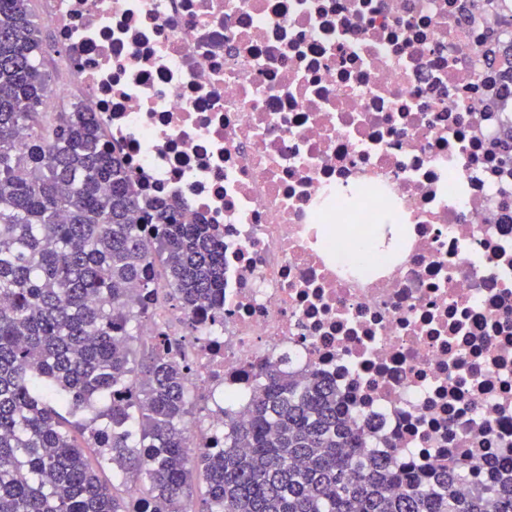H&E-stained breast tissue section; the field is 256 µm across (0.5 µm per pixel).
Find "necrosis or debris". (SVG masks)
Listing matches in <instances>:
<instances>
[{"label":"necrosis or debris","mask_w":512,"mask_h":512,"mask_svg":"<svg viewBox=\"0 0 512 512\" xmlns=\"http://www.w3.org/2000/svg\"><path fill=\"white\" fill-rule=\"evenodd\" d=\"M51 107L95 112L142 195L212 225L224 318L140 340L190 371L194 447L275 366L331 383L368 453L512 483V0H36ZM400 234L361 262L358 237Z\"/></svg>","instance_id":"obj_1"}]
</instances>
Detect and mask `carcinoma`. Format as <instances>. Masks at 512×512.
<instances>
[{
	"label": "carcinoma",
	"instance_id": "cac0c4a2",
	"mask_svg": "<svg viewBox=\"0 0 512 512\" xmlns=\"http://www.w3.org/2000/svg\"><path fill=\"white\" fill-rule=\"evenodd\" d=\"M29 2L0 0V512H186L194 473L198 512H512V486L460 497L459 465L432 484L361 451L333 386L272 368L247 419L224 411V446H191L187 368L165 334L137 339L145 266L157 260L182 314L222 310L224 246L132 190L94 113L75 106L52 140L38 134L48 85Z\"/></svg>",
	"mask_w": 512,
	"mask_h": 512
}]
</instances>
